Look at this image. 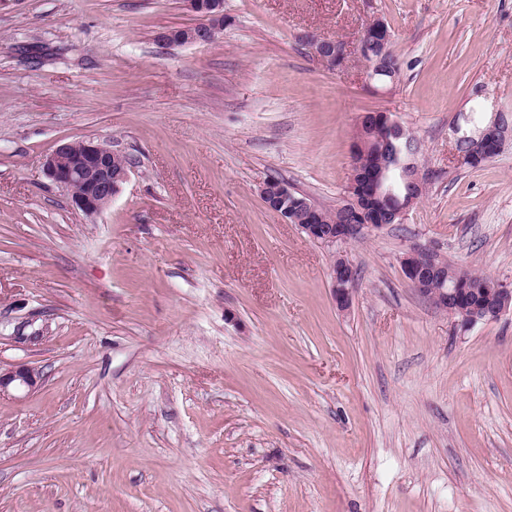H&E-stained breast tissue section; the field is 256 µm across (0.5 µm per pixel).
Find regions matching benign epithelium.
Instances as JSON below:
<instances>
[{
    "label": "benign epithelium",
    "mask_w": 512,
    "mask_h": 512,
    "mask_svg": "<svg viewBox=\"0 0 512 512\" xmlns=\"http://www.w3.org/2000/svg\"><path fill=\"white\" fill-rule=\"evenodd\" d=\"M186 9L198 17V23L180 30H165L157 40L165 45L208 44L224 31V0H184ZM393 35L386 24L372 19L363 29L358 43L351 47L342 40H328L309 36L305 40L310 53L329 70L343 69L356 58L364 64L370 79L383 77L392 83L397 73L385 66L384 53ZM374 130L398 126L408 133L405 126L389 112H366L359 117ZM512 140V125L502 120L499 110L474 136V148L480 157L491 158ZM46 177L68 192L72 206L87 216L103 212L123 190L134 171L132 162L106 143L84 138L59 144L44 159ZM411 185L416 195H421L424 183L418 164L410 166L409 174H394L389 168L379 170L351 168L348 185L363 181L375 196L392 193L396 181ZM296 191L284 181L265 179L259 185V195L264 204L276 212L286 224L297 225L309 238L328 247L346 244L357 239L365 229H378L389 223L390 214L375 211L363 223L348 216L352 198L346 196L336 204L339 217L334 224L322 223V208L305 199L295 209H288V198ZM405 277L422 293L427 292L439 308L448 312L455 325L466 330L479 322L499 319L512 311V285L498 282L496 288H450L448 269L439 260V254L428 248L413 247L401 259ZM354 268L342 254L336 256L330 269L331 290L338 311L350 312L353 304L352 282ZM38 374L28 365H17L0 370V394L14 387L33 389Z\"/></svg>",
    "instance_id": "obj_1"
}]
</instances>
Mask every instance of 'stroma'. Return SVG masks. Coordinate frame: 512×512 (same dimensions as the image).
Wrapping results in <instances>:
<instances>
[{
	"label": "stroma",
	"instance_id": "obj_1",
	"mask_svg": "<svg viewBox=\"0 0 512 512\" xmlns=\"http://www.w3.org/2000/svg\"><path fill=\"white\" fill-rule=\"evenodd\" d=\"M203 45L182 0H0V512H512V313L469 330L401 259L512 283V144L448 162L477 92L512 112V0H224ZM384 20L371 88L303 34ZM422 144L399 224L328 248L261 200L270 176L332 208L361 113ZM135 162L87 216L44 175L64 141ZM356 278L340 313L329 270ZM186 9L198 17V23L180 30H165L157 35L164 45L208 44L224 31L223 0H184ZM38 374L28 365H17L5 371L0 367V396L12 386L16 389L36 387Z\"/></svg>",
	"mask_w": 512,
	"mask_h": 512
}]
</instances>
